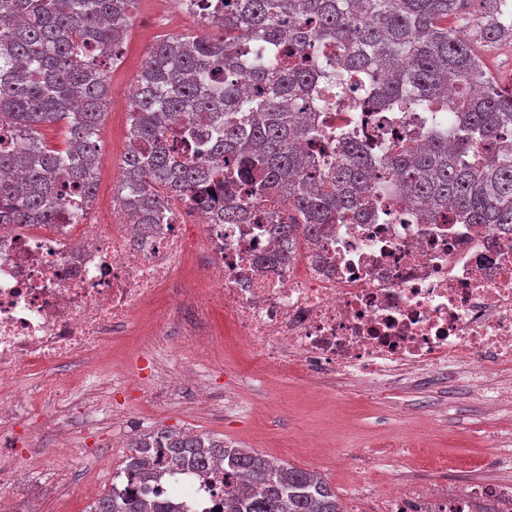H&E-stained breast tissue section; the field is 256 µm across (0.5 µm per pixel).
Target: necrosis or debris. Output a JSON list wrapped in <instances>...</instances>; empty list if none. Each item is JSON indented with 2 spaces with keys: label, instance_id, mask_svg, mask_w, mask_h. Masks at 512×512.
Returning a JSON list of instances; mask_svg holds the SVG:
<instances>
[{
  "label": "necrosis or debris",
  "instance_id": "4bbe7bcc",
  "mask_svg": "<svg viewBox=\"0 0 512 512\" xmlns=\"http://www.w3.org/2000/svg\"><path fill=\"white\" fill-rule=\"evenodd\" d=\"M320 97L331 138L350 134L385 153L424 140L420 123L431 118L373 111L346 89ZM250 207L251 223L214 224L180 200L138 233L117 211L99 222L91 198L75 224H0V427L33 421L67 434L57 405L71 383L59 369L79 364L96 377L115 345L162 336L172 318L181 326L170 348L177 374L152 358L120 386L137 385L146 369L172 395L188 381L209 389L215 307L260 383L291 377L315 390L340 379L370 398L440 376L465 382L490 411L512 406V237L492 226L404 220L393 198L368 217L337 220L316 252L297 245L289 266L260 271L252 260L276 251L281 207L264 197ZM201 255L204 287H184L181 269ZM238 487L220 462L151 481L123 471L112 478L114 494L165 498L178 512H222L225 492ZM497 494L478 484L440 493L395 484L387 512H471L475 499Z\"/></svg>",
  "mask_w": 512,
  "mask_h": 512
}]
</instances>
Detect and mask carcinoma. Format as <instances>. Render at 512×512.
Wrapping results in <instances>:
<instances>
[{
  "label": "carcinoma",
  "instance_id": "1",
  "mask_svg": "<svg viewBox=\"0 0 512 512\" xmlns=\"http://www.w3.org/2000/svg\"><path fill=\"white\" fill-rule=\"evenodd\" d=\"M135 0H0V116L13 127L0 150V204L14 224H58L65 199L96 194L98 133L111 97L107 72L118 62ZM220 31L154 44L131 105L128 149L117 200L137 224H158L180 196L219 224L247 210L217 207L224 196L280 197L289 245L312 242L369 195H396L427 223L453 210L465 224L512 233V84L490 73L473 44L512 41V0H479L477 39L448 17L467 0H176ZM253 32L263 46L242 57ZM327 43L344 46L338 62ZM372 84L379 110L427 103L440 118L428 142L382 156L346 140L342 161L321 160L324 138L311 104L319 79ZM61 124L66 147L40 137ZM127 470L149 474L146 457L165 449L173 467L205 470L212 461L250 492L224 494V512H344L336 491L309 471L273 463L210 436L162 431L132 438ZM164 498L104 496L89 512H172Z\"/></svg>",
  "mask_w": 512,
  "mask_h": 512
}]
</instances>
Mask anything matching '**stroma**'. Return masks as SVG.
Masks as SVG:
<instances>
[{
    "label": "stroma",
    "instance_id": "35a3bbf8",
    "mask_svg": "<svg viewBox=\"0 0 512 512\" xmlns=\"http://www.w3.org/2000/svg\"><path fill=\"white\" fill-rule=\"evenodd\" d=\"M132 17L122 57L109 73L113 103L99 132L102 155L97 193L107 210L120 183L128 142L130 119L129 107L122 101L124 89L135 84L156 41L199 31L198 21L158 0H135ZM211 323L220 333L209 353L211 382L217 392L234 393L236 408L224 409L219 401L206 405L190 389L173 397L169 408L134 387L113 391V375L130 366L134 354L155 348L147 336L121 342L101 363L97 396L104 400L116 395L119 404L131 412L128 424L118 429L106 419L98 428H88L81 404H70L69 444L83 451L75 460L55 456L53 432L18 428L20 443L28 444L34 454L52 458L54 465L40 472L0 454V468L12 472L16 512H89L93 501L82 493V486L109 485L111 465L124 463L121 450L130 437L159 430L217 437L317 472L335 490L344 512H381L384 490L399 464L383 455L365 461L359 452L368 443L387 442L400 433L421 440L422 446L408 466L428 482L443 487L471 481L512 485V463L503 462L502 449L479 440L483 433L512 434V413H490L464 383L423 384L375 400L354 395L340 383L330 389L310 390L288 379L262 390L246 382L253 369L226 335L220 311H213Z\"/></svg>",
    "mask_w": 512,
    "mask_h": 512
}]
</instances>
